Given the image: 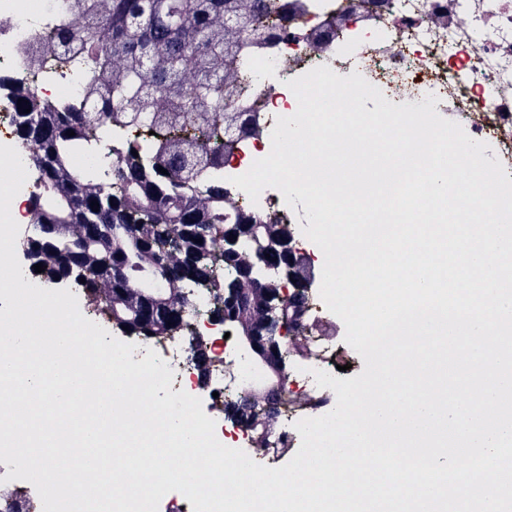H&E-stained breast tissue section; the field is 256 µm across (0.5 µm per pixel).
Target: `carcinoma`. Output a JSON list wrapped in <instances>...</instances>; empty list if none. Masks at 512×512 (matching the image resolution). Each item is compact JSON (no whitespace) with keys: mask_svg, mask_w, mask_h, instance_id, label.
I'll return each instance as SVG.
<instances>
[{"mask_svg":"<svg viewBox=\"0 0 512 512\" xmlns=\"http://www.w3.org/2000/svg\"><path fill=\"white\" fill-rule=\"evenodd\" d=\"M271 8L270 0H67L55 34L62 51L57 65L82 66L77 95L88 102L87 110H55L32 93L15 91V98L27 100L15 109L18 132L27 127L36 132V155L43 161L37 165L44 185L35 200L38 230L30 242L33 263L45 268L37 277L76 284L83 278V288L94 296L104 273L118 275L107 310L116 324L147 339L149 331L162 336L181 327L183 314L170 300L179 283L208 287L219 265L238 267L234 253L215 252L216 230L239 233L241 247L270 255L267 268L280 272L288 266L280 244L283 231L268 233L246 214L225 210L224 183L207 173L198 176L223 159L224 130H245L249 124L247 110L227 111L242 71L237 55L248 42L241 36L225 40L215 19L222 16L241 31L250 23L254 39L261 41L270 34L260 18ZM104 20L112 29L108 41L97 38ZM115 56L123 58L119 70L112 68ZM187 67L200 72L199 82L174 86L175 75ZM114 122L155 132L159 145L150 160L131 153L121 157L104 186L99 166L92 161L79 165L76 158L93 156V144ZM69 130L75 135H67ZM93 201L99 203L96 210ZM63 212L72 224L83 225L82 237H60L66 228L59 222ZM173 249L194 262L170 271L165 256ZM281 283L280 276L243 283L234 306L218 309L256 358L283 361V347L269 344L268 324L286 325L288 316L302 312L303 291L283 299ZM193 358L201 375L208 376L203 342L193 346ZM226 413L254 424L260 416L275 417L279 408L271 398L259 412L244 398Z\"/></svg>","mask_w":512,"mask_h":512,"instance_id":"1","label":"carcinoma"}]
</instances>
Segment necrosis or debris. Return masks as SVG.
Returning <instances> with one entry per match:
<instances>
[{"label":"necrosis or debris","mask_w":512,"mask_h":512,"mask_svg":"<svg viewBox=\"0 0 512 512\" xmlns=\"http://www.w3.org/2000/svg\"><path fill=\"white\" fill-rule=\"evenodd\" d=\"M288 20V34L259 43L252 53L249 94L243 99L252 123L248 136L229 133L224 162L212 176L224 183L227 208H241L262 223L286 227L298 259L297 270L309 295L301 349L290 351L283 365L280 392L282 422L267 429L266 466H281L282 449L297 448L296 421L332 411L336 395L316 385L314 371L336 373L354 363L353 348L336 337V320L323 303L318 286L322 266L302 232L309 221L303 204L288 206L282 194L264 189L258 201L232 184L272 148L277 117L293 115L298 101L288 88L320 65L341 76L362 74L393 104H423L437 98L435 110L469 131L474 140L492 142L507 175L512 176V0H274ZM62 12L57 0H0V77L49 98L59 108L72 106L80 75L75 71L31 63L38 41L55 32ZM212 292L195 289L183 330L175 336L138 341L133 361L155 351L173 370L172 392L199 398L216 422L225 446L252 444V428L224 422V405L251 397L261 371L237 336L213 318ZM202 339L211 354L208 378H199L190 343ZM9 465L0 462V512H42L33 484L7 480Z\"/></svg>","instance_id":"4bbe7bcc"}]
</instances>
